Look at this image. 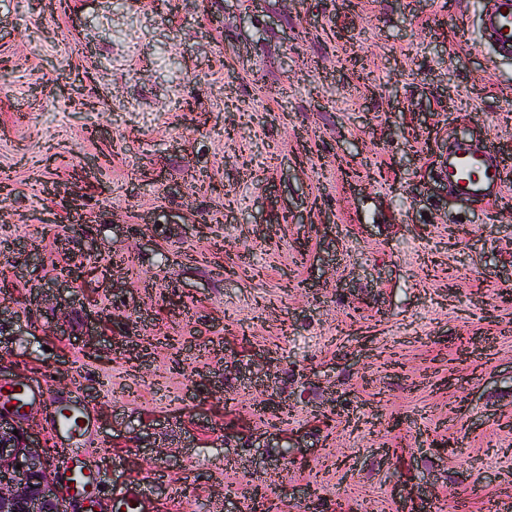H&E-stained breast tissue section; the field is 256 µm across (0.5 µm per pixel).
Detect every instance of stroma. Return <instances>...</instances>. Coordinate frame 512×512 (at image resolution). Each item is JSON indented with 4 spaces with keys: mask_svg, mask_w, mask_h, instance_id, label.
<instances>
[{
    "mask_svg": "<svg viewBox=\"0 0 512 512\" xmlns=\"http://www.w3.org/2000/svg\"><path fill=\"white\" fill-rule=\"evenodd\" d=\"M489 2L0 0V380L94 408L99 499L122 479L212 512L250 483L398 512L424 484L432 512H512V58ZM460 139L501 197L446 189L435 151ZM90 157L107 174L74 178ZM269 366L283 421L248 381ZM486 32L501 57H512V1L495 0L483 18Z\"/></svg>",
    "mask_w": 512,
    "mask_h": 512,
    "instance_id": "stroma-1",
    "label": "stroma"
}]
</instances>
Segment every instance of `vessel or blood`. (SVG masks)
<instances>
[{
    "label": "vessel or blood",
    "mask_w": 512,
    "mask_h": 512,
    "mask_svg": "<svg viewBox=\"0 0 512 512\" xmlns=\"http://www.w3.org/2000/svg\"><path fill=\"white\" fill-rule=\"evenodd\" d=\"M499 56L512 57V0H495L483 18ZM449 188L468 200L487 201L500 193L504 183L502 167L486 151L467 142L455 143L441 161ZM12 403L25 409L38 403L50 413L49 431L67 438V445L56 448L53 470L69 496L89 499L100 471L92 456H78L94 434V415L74 397L59 396L47 378L29 381L12 391ZM147 504L139 489L120 486L109 500L110 512H146Z\"/></svg>",
    "instance_id": "vessel-or-blood-1"
}]
</instances>
